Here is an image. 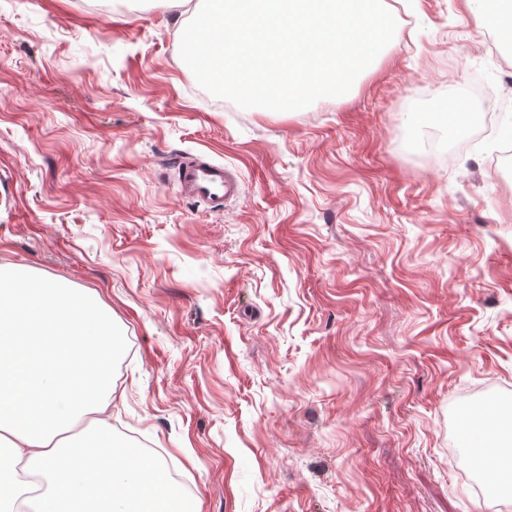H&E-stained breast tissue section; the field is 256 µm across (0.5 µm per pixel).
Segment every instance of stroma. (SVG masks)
<instances>
[{
	"label": "stroma",
	"mask_w": 512,
	"mask_h": 512,
	"mask_svg": "<svg viewBox=\"0 0 512 512\" xmlns=\"http://www.w3.org/2000/svg\"><path fill=\"white\" fill-rule=\"evenodd\" d=\"M401 6L340 98L217 108L168 0H0V265L81 291L122 336L114 438L193 512H512L459 409L512 407V181L470 136L426 160L474 78L512 115V56L463 0ZM192 154L239 197L182 198Z\"/></svg>",
	"instance_id": "stroma-1"
}]
</instances>
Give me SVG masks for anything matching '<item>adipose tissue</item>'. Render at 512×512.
I'll list each match as a JSON object with an SVG mask.
<instances>
[{"label": "adipose tissue", "mask_w": 512, "mask_h": 512, "mask_svg": "<svg viewBox=\"0 0 512 512\" xmlns=\"http://www.w3.org/2000/svg\"><path fill=\"white\" fill-rule=\"evenodd\" d=\"M40 321L49 335L66 336L69 349L50 352L40 372L27 369L15 339ZM118 334L95 301L80 292L0 266V512H178L180 490L161 461L147 457L130 469H92L89 451L66 445L65 436L82 413L103 414L112 401V379L102 356L112 355ZM43 478L48 488L21 498L17 465Z\"/></svg>", "instance_id": "obj_1"}]
</instances>
